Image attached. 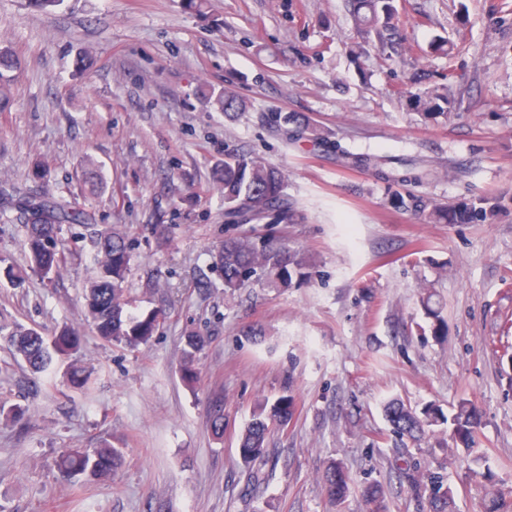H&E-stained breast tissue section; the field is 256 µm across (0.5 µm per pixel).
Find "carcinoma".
Returning <instances> with one entry per match:
<instances>
[{
	"label": "carcinoma",
	"mask_w": 512,
	"mask_h": 512,
	"mask_svg": "<svg viewBox=\"0 0 512 512\" xmlns=\"http://www.w3.org/2000/svg\"><path fill=\"white\" fill-rule=\"evenodd\" d=\"M352 16L362 28L375 30L385 44L394 27L395 12L391 0H351ZM16 66L12 51L0 48V111L8 100V73ZM414 103L423 106L426 114L451 106L449 98L434 93L424 99L412 96ZM223 111L243 107L231 91H224L214 99ZM274 125L286 139L294 141L310 134L321 138L320 129L310 125L294 113L279 114ZM218 190L224 197V216L228 224H288L301 217L295 204L285 193L282 173L258 157L234 151L225 154L224 161L213 173ZM397 208L424 215L436 223H472L491 219L497 203L489 197L464 200L454 206L441 204L423 195L397 194L392 199ZM25 210L32 215L28 225L26 248L32 268L48 280L60 272L62 251L59 234L64 224L83 223V213L78 209H65L46 199L24 200ZM97 272L90 278L85 290V312L96 336L105 343L124 344L134 348L147 343L154 335L159 316L154 312L136 316L127 309L126 277L131 261L130 248L125 235L117 230L104 229L98 233ZM308 261L304 254L289 248L276 236L242 234L224 239L214 255L213 268L219 273L227 291L234 292L253 277L262 279L270 288H286L292 280L305 275ZM0 335L8 336L9 343L34 373L45 372L55 361L78 350L81 337L71 328L63 327L48 338L33 328L21 324L0 327ZM203 337L189 334L184 337L181 377L187 384L199 376L198 354L203 350ZM292 414L288 397H280L272 407L265 403L256 405L250 422L239 436V456L249 480L259 479L261 466L268 456V439L273 425L285 426ZM430 408L417 413L403 403L392 401L385 407V416L394 434L420 440L425 424L431 422ZM208 427L212 435L224 436V394H214L208 404ZM478 425L477 407L468 402L460 404L453 419L452 438L467 446L474 441ZM124 451L110 443H103L92 450L73 449L61 455V468L72 477L87 481L111 475L123 462ZM397 470L408 488L418 497L426 496L429 512H455L454 490L444 483L443 476L422 471L421 462L412 458L402 459ZM322 481L329 498L340 504L351 486V478L334 463L322 474ZM366 512H387L382 487L369 483L361 490Z\"/></svg>",
	"instance_id": "1"
}]
</instances>
